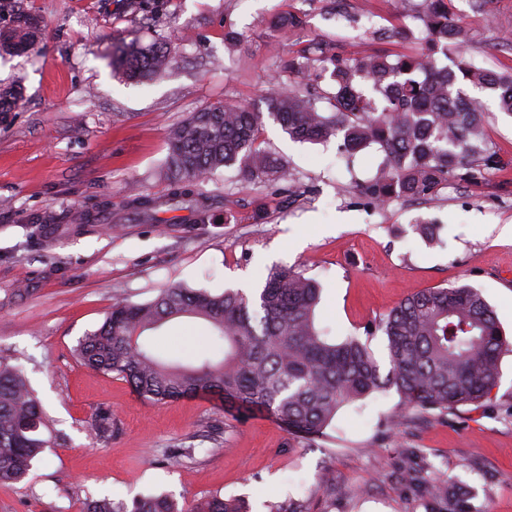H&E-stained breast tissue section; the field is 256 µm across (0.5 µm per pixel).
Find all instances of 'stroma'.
<instances>
[{
  "label": "stroma",
  "instance_id": "obj_1",
  "mask_svg": "<svg viewBox=\"0 0 512 512\" xmlns=\"http://www.w3.org/2000/svg\"><path fill=\"white\" fill-rule=\"evenodd\" d=\"M397 0H24L42 26L35 49L0 58V88L19 106L0 114V362L35 391L52 448L18 483L0 484V512H80L109 497L131 502L168 493L184 512L207 495L245 501L249 512L296 502L304 512H430L405 472L468 485L477 512H512V350L478 406L385 421L395 391L342 407L323 437L309 440L267 411L231 409L199 393L143 400L121 378L80 364L72 351L98 328L113 298L154 300L181 284L218 294L271 267L303 270L321 288L316 324L330 339L364 337L401 300L427 288L479 289L512 343V117L489 106L486 124L502 163L481 187L455 183L438 196L366 203L356 183L374 178L382 152L341 155L336 142L292 141L265 119L261 146L288 179L248 181L237 167L197 187L209 221L166 202L161 176L169 129L223 102L267 111L281 57L317 44L346 54L380 44L371 29L412 25ZM299 14L302 29L276 31L270 17ZM475 65L512 69V0H453ZM242 36L229 45L227 31ZM165 42L166 72L130 84L112 70L123 42ZM140 186L159 206L147 219L127 205ZM55 222L37 232L34 217ZM441 226L427 244L419 220ZM142 339L163 361L220 360L224 344L206 323L171 321ZM112 413V435L90 425ZM189 448L192 458L178 459Z\"/></svg>",
  "mask_w": 512,
  "mask_h": 512
}]
</instances>
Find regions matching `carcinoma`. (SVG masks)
<instances>
[{
  "instance_id": "carcinoma-1",
  "label": "carcinoma",
  "mask_w": 512,
  "mask_h": 512,
  "mask_svg": "<svg viewBox=\"0 0 512 512\" xmlns=\"http://www.w3.org/2000/svg\"><path fill=\"white\" fill-rule=\"evenodd\" d=\"M24 0H0V56L28 53L41 34L37 16ZM413 18L422 26L420 50L392 55L370 52L346 56L332 47L304 49L281 59L288 74L306 83L277 86L268 101L269 116L299 141L338 142L355 154L371 146L384 154L377 176L356 185L361 196L384 209L398 199L431 198L455 182L479 186L495 164L489 147L481 93L512 116V72L477 67L458 58L454 67L437 58L459 52L468 33L455 20L452 0H421ZM276 28L299 30L300 16L275 15ZM172 57L165 44H127L112 66L125 80L140 82L165 71ZM472 88L477 95L466 93ZM21 90L0 89V112L13 111ZM263 115L242 104L209 106L192 113L168 132L169 153L162 166L167 201L193 208L198 223L208 221L207 205L195 194L199 183L218 170L238 166L243 178L285 179L288 169L260 148ZM128 204L151 214L155 198L136 193ZM318 284L288 267L272 268L253 296L226 290L211 294L180 284L163 289L152 301L112 303L104 322L74 349L84 365L124 379L153 403L207 392L243 408L270 411L288 429L310 439L324 436L340 408L369 394L393 389L399 396L387 427L414 411L446 412L480 404L497 385L500 357L509 346L494 309L481 291L460 285L417 291L366 331L387 339L388 370L382 369L369 340L350 336L327 340L316 327ZM192 317L215 328L228 345L224 359L208 358L191 369L161 361L140 343L141 334L166 322ZM40 404L26 379L0 363V483L20 482L51 440ZM93 426L112 435V413L99 409ZM434 512H476L465 484L421 482ZM83 512H180L168 494L132 501L95 500ZM192 512H247L245 502L207 496Z\"/></svg>"
}]
</instances>
